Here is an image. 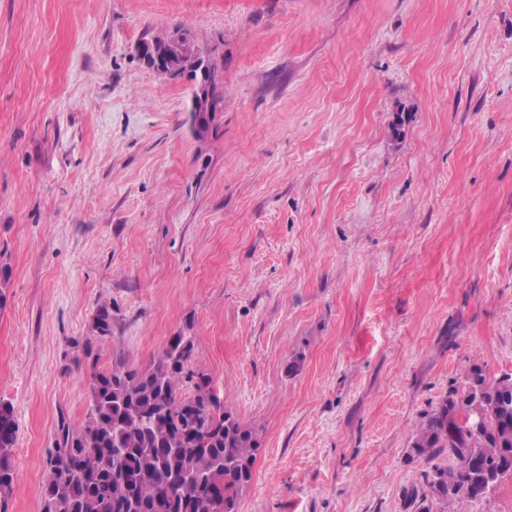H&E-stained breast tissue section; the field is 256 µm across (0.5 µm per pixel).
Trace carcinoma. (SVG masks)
<instances>
[{
	"instance_id": "1",
	"label": "carcinoma",
	"mask_w": 512,
	"mask_h": 512,
	"mask_svg": "<svg viewBox=\"0 0 512 512\" xmlns=\"http://www.w3.org/2000/svg\"><path fill=\"white\" fill-rule=\"evenodd\" d=\"M92 330L82 344L91 369L88 410L78 426L60 417L41 512H238L259 441L205 376L188 371L193 338L172 337L146 369L118 356L100 370L94 347L112 338V304L98 305ZM187 379L194 391L184 397ZM16 433L12 407L0 402V512L13 491ZM445 451L454 464L426 474L423 496L443 512L512 478V374L491 380L475 365L433 408L412 456L429 462Z\"/></svg>"
}]
</instances>
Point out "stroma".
<instances>
[{
  "label": "stroma",
  "instance_id": "obj_1",
  "mask_svg": "<svg viewBox=\"0 0 512 512\" xmlns=\"http://www.w3.org/2000/svg\"><path fill=\"white\" fill-rule=\"evenodd\" d=\"M216 50L224 110L139 42ZM8 512H40L100 367L190 368L258 430L238 512H419L408 456L470 368L512 373V0H0Z\"/></svg>",
  "mask_w": 512,
  "mask_h": 512
}]
</instances>
